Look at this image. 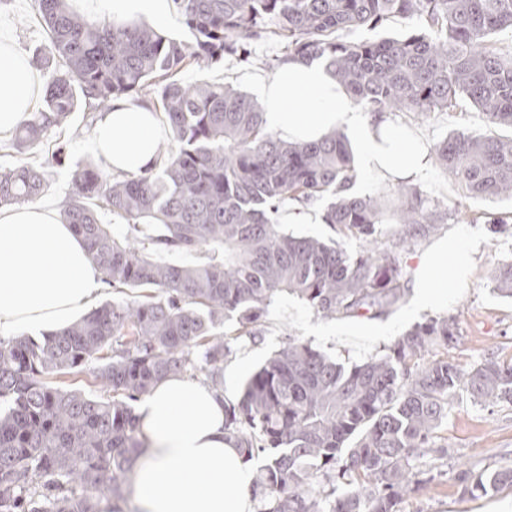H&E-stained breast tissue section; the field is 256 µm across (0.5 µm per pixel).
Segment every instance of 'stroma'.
Instances as JSON below:
<instances>
[{
	"label": "stroma",
	"mask_w": 512,
	"mask_h": 512,
	"mask_svg": "<svg viewBox=\"0 0 512 512\" xmlns=\"http://www.w3.org/2000/svg\"><path fill=\"white\" fill-rule=\"evenodd\" d=\"M1 32L9 36L20 54L28 57L48 44V34L34 0H9L7 6L0 7ZM246 47L252 56L251 64L228 58L202 70L186 69L181 78L187 83L226 82L242 91H251V84L243 79L244 73L261 69L265 61L282 55L284 45L266 38L247 41ZM393 119L421 132L430 145L458 131L493 137L512 134V128L490 125L480 110L468 105L422 120L405 112L394 114ZM91 130L87 112L78 111L72 114L61 139H47L25 153H17L9 140H2L0 166L20 162L39 165L45 152L54 144H61L63 160L51 171L40 199L62 204L69 192L72 169L92 156ZM409 184L419 190L428 207L442 214V234L461 235L474 248L473 267L467 280L451 286L447 305L439 309L440 314L455 319L458 342L449 349V360L464 367L488 356L511 360L512 301L497 295L489 272L497 265L512 262V229L492 233L489 221L511 213L512 201L469 198L448 173L435 165L424 176L410 179ZM430 316L427 310L412 312L410 302L406 301L380 316L327 319L302 302L279 300L265 311L256 336L230 337V354L235 357L252 352L254 363L259 366L293 337L340 362H360ZM440 436L448 447L447 455L431 459L433 480L404 500L400 512H512V488L473 498L463 493L458 480L464 466L475 470L512 466V404L484 407L468 396H460L449 410Z\"/></svg>",
	"instance_id": "1"
}]
</instances>
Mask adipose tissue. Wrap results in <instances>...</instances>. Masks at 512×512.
Here are the masks:
<instances>
[{
    "mask_svg": "<svg viewBox=\"0 0 512 512\" xmlns=\"http://www.w3.org/2000/svg\"><path fill=\"white\" fill-rule=\"evenodd\" d=\"M91 20L166 21L172 0H79ZM253 87L269 130L287 141L320 140L335 129L350 138L363 174L379 181L424 175L431 158L419 133L385 114L365 112L318 62L288 60ZM42 90L37 69L0 43V137L12 134ZM166 129L154 112L114 101L91 131L90 148L108 171L141 173L159 157ZM472 248L460 235L439 238L414 271L416 309L448 300L462 282ZM103 273L71 225L39 203L0 209V335L60 331L89 312ZM240 359L224 372V388L172 374L139 403L135 461L119 512H255L254 471L224 432V405L247 372Z\"/></svg>",
    "mask_w": 512,
    "mask_h": 512,
    "instance_id": "1",
    "label": "adipose tissue"
}]
</instances>
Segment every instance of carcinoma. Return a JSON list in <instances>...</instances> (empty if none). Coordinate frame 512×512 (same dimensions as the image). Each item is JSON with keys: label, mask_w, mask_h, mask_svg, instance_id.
Wrapping results in <instances>:
<instances>
[{"label": "carcinoma", "mask_w": 512, "mask_h": 512, "mask_svg": "<svg viewBox=\"0 0 512 512\" xmlns=\"http://www.w3.org/2000/svg\"><path fill=\"white\" fill-rule=\"evenodd\" d=\"M48 46L32 59L47 75L42 108L12 139L23 153L63 131L83 109L150 96L173 144L137 175L102 163L73 171L66 224L82 236L112 292L122 295L41 342L0 340V512H105L124 498L144 443L135 406L171 373L202 374L220 388L226 336L255 335L267 307L291 295L325 318L389 312L404 301L403 236L379 245L388 210L423 233L439 216L399 184L385 195L353 191L349 139L287 141L261 104L230 85L180 79L237 55L262 35L290 59L319 61L371 114L419 118L462 104L512 128V57L492 38L512 32V0H173L192 39L146 24L89 21L66 0H35ZM416 18L412 32L341 41L343 30ZM431 153L467 197L512 199V136L458 132ZM62 150L40 165L0 166V209L35 201ZM328 200L325 223L367 244L358 256L333 239L296 236L279 223L295 203ZM124 225L103 221L101 211ZM512 299V262L491 273ZM452 317H431L360 363L346 366L291 339L224 406V430L247 460L263 458L256 512H399L432 477L424 458L444 453L438 432L462 392L481 405L512 403V363L448 360ZM88 374L108 395L62 378ZM52 378L61 382L53 385ZM470 496L512 488V468L465 471Z\"/></svg>", "instance_id": "1"}]
</instances>
